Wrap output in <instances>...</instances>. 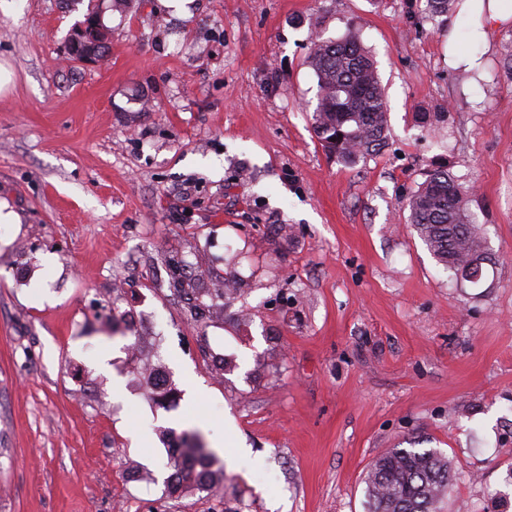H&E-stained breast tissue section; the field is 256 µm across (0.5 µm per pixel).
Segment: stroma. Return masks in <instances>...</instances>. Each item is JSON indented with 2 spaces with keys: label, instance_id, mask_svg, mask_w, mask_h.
<instances>
[{
  "label": "stroma",
  "instance_id": "obj_1",
  "mask_svg": "<svg viewBox=\"0 0 512 512\" xmlns=\"http://www.w3.org/2000/svg\"><path fill=\"white\" fill-rule=\"evenodd\" d=\"M422 7L121 0L85 67L62 50L85 5L0 0V512H365L370 462L413 437L454 464L447 512H512V25L484 46ZM351 31L390 131L347 168L314 135L307 60ZM435 167L472 189L491 287L449 280L409 226ZM172 258L238 288L205 330ZM139 336L171 409L136 384ZM163 429L203 435L223 498L165 495ZM132 460L151 479L127 481Z\"/></svg>",
  "mask_w": 512,
  "mask_h": 512
}]
</instances>
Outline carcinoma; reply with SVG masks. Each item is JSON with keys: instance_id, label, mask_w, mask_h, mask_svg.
Here are the masks:
<instances>
[{"instance_id": "cac0c4a2", "label": "carcinoma", "mask_w": 512, "mask_h": 512, "mask_svg": "<svg viewBox=\"0 0 512 512\" xmlns=\"http://www.w3.org/2000/svg\"><path fill=\"white\" fill-rule=\"evenodd\" d=\"M309 66L318 87L312 128L322 147L350 168L378 153L387 140V103L376 65L358 36L352 32L339 40H315ZM469 192L451 172L437 167L425 173L408 198V207L412 228L437 263L453 280L480 288L494 262L473 265L487 248L478 219L468 207ZM174 283V294L186 301L190 320L198 328L220 315L217 300L234 294L227 284L199 288L178 277ZM204 296L213 303H203ZM132 348L142 356L137 369L140 386L158 407H170L179 392L161 366L150 360L146 338L136 337ZM160 435L176 442L167 461V496L179 499L223 491L224 465L205 447L199 432L176 436L162 430ZM453 478L452 463L439 450L391 448L371 463L364 478L366 512H445Z\"/></svg>"}]
</instances>
